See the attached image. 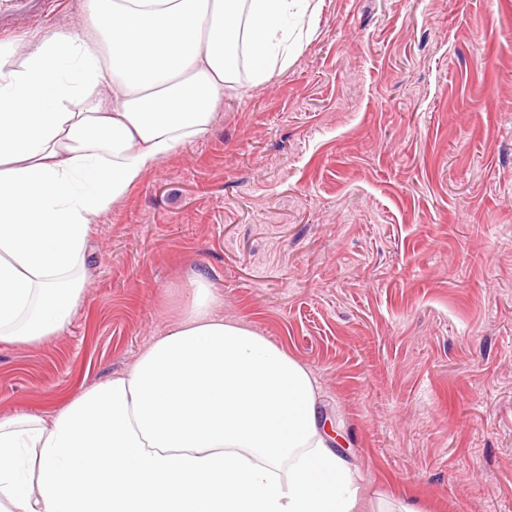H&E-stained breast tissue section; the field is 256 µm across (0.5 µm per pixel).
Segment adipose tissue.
<instances>
[{"instance_id":"ef3b65f1","label":"adipose tissue","mask_w":512,"mask_h":512,"mask_svg":"<svg viewBox=\"0 0 512 512\" xmlns=\"http://www.w3.org/2000/svg\"><path fill=\"white\" fill-rule=\"evenodd\" d=\"M313 0H87L75 30L0 44V342L64 331L92 224L264 83ZM182 319L50 415L0 418V512H373L331 447L316 380L217 314Z\"/></svg>"}]
</instances>
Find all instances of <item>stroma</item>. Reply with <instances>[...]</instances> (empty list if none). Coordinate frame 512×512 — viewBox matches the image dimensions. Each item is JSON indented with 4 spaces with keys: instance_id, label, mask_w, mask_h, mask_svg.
Wrapping results in <instances>:
<instances>
[{
    "instance_id": "stroma-1",
    "label": "stroma",
    "mask_w": 512,
    "mask_h": 512,
    "mask_svg": "<svg viewBox=\"0 0 512 512\" xmlns=\"http://www.w3.org/2000/svg\"><path fill=\"white\" fill-rule=\"evenodd\" d=\"M304 29L100 216L70 326L0 342V417L127 369L199 274L311 370L375 497L512 512V0H323Z\"/></svg>"
}]
</instances>
